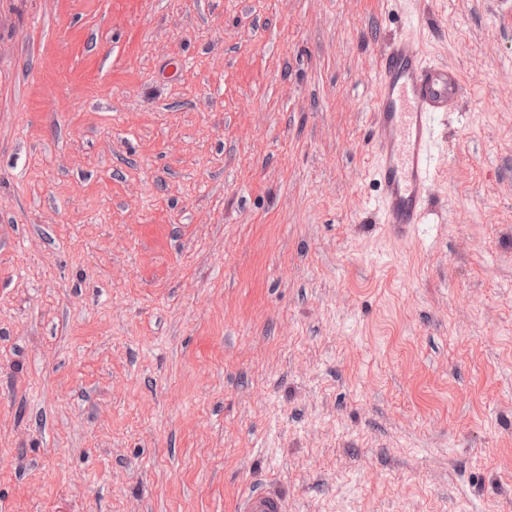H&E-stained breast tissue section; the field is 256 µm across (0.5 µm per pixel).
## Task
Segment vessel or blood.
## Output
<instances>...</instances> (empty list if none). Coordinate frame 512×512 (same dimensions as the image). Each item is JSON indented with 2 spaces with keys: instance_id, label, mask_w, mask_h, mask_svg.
<instances>
[{
  "instance_id": "b4317fda",
  "label": "vessel or blood",
  "mask_w": 512,
  "mask_h": 512,
  "mask_svg": "<svg viewBox=\"0 0 512 512\" xmlns=\"http://www.w3.org/2000/svg\"><path fill=\"white\" fill-rule=\"evenodd\" d=\"M379 74L370 113L378 207L392 233L409 235L426 220L424 198L433 179L434 119L461 96L458 71L427 62L402 39L377 60ZM240 512H284L282 495L254 488Z\"/></svg>"
}]
</instances>
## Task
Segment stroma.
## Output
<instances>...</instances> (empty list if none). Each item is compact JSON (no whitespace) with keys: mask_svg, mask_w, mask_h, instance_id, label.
<instances>
[{"mask_svg":"<svg viewBox=\"0 0 512 512\" xmlns=\"http://www.w3.org/2000/svg\"><path fill=\"white\" fill-rule=\"evenodd\" d=\"M501 0H0V512H512ZM457 69L381 222L377 58ZM282 495L270 488H254L240 505L241 512H284Z\"/></svg>","mask_w":512,"mask_h":512,"instance_id":"35a3bbf8","label":"stroma"}]
</instances>
